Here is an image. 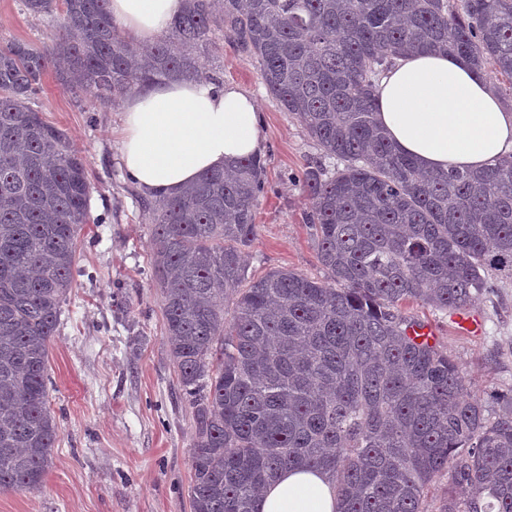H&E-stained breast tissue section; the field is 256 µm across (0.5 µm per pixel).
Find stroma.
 I'll return each mask as SVG.
<instances>
[{
	"instance_id": "1",
	"label": "stroma",
	"mask_w": 512,
	"mask_h": 512,
	"mask_svg": "<svg viewBox=\"0 0 512 512\" xmlns=\"http://www.w3.org/2000/svg\"><path fill=\"white\" fill-rule=\"evenodd\" d=\"M49 37L44 18L24 12L20 0H0V40L41 46ZM215 73L256 97L266 133L265 192L247 277L288 269L323 278L307 224L311 203L296 177L309 165L334 168L336 160L275 105L255 60L231 38L220 42ZM39 106L86 162L89 221L50 342V403L59 423L52 466L39 489L0 490V512H190L194 418L163 335L146 197L116 157L120 107L78 100L51 71ZM404 310L429 327L472 392L488 400L512 393V279L498 280L473 303L484 320L477 336L431 306L414 302Z\"/></svg>"
}]
</instances>
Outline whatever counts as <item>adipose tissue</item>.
Wrapping results in <instances>:
<instances>
[{"label": "adipose tissue", "instance_id": "adipose-tissue-1", "mask_svg": "<svg viewBox=\"0 0 512 512\" xmlns=\"http://www.w3.org/2000/svg\"><path fill=\"white\" fill-rule=\"evenodd\" d=\"M112 21L144 47L182 15L185 0H110ZM117 138L125 174L151 197L171 196L206 171L261 153L266 135L257 100L215 78L165 80L127 95ZM377 119L393 147L424 170L480 169L512 155V109L460 58L426 51L396 58L378 87ZM331 477L281 472L257 512H339Z\"/></svg>", "mask_w": 512, "mask_h": 512}]
</instances>
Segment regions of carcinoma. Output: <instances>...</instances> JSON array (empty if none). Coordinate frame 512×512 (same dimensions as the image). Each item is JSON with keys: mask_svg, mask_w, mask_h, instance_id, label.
I'll return each mask as SVG.
<instances>
[{"mask_svg": "<svg viewBox=\"0 0 512 512\" xmlns=\"http://www.w3.org/2000/svg\"><path fill=\"white\" fill-rule=\"evenodd\" d=\"M108 4L22 0L49 18L50 43L0 44V489L40 488L52 461L49 343L89 217L82 158L39 109L42 76L108 104L171 75L213 78L202 58L227 32L341 166L299 177L323 281H246L259 156L144 205L164 337L194 410L191 512H255L296 466L333 477L341 512H426L445 471L442 512H512V396L491 411L402 308L464 310L490 271L512 278V157L425 171L375 117L379 76L407 50L512 82V0H187L139 64Z\"/></svg>", "mask_w": 512, "mask_h": 512, "instance_id": "1", "label": "carcinoma"}]
</instances>
